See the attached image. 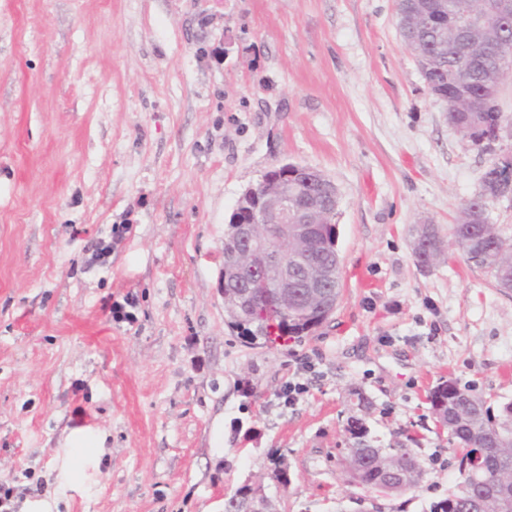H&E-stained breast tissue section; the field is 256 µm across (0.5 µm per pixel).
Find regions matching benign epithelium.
I'll return each mask as SVG.
<instances>
[{"instance_id":"benign-epithelium-1","label":"benign epithelium","mask_w":512,"mask_h":512,"mask_svg":"<svg viewBox=\"0 0 512 512\" xmlns=\"http://www.w3.org/2000/svg\"><path fill=\"white\" fill-rule=\"evenodd\" d=\"M397 12L415 25L423 21L436 30L441 29L440 12L419 0H397ZM512 19V0H464L461 19L456 28L461 50V70L452 82L464 85L466 55L475 35L487 32L493 36L488 44L497 65L489 69L482 96L461 93L462 111L482 112L485 101L497 98L506 75L512 72V41L501 36L500 25ZM271 169L285 176H307L330 186L335 183L325 174L294 163H278ZM321 215L316 204L298 205L288 196V183L278 176H266L248 187L239 197L229 223L236 225L237 250L234 254V274L248 276V294L252 299L263 298L266 303L284 311L288 300L314 296L328 297V285L336 279V263L308 258L306 244L314 224ZM419 472L418 462L411 457L394 456L384 467L381 489L397 491L412 482ZM512 480L505 478L502 486L475 491L471 483L462 486L464 497L473 496L479 508L487 512H512V495L506 488ZM239 512H276L272 501L261 486L250 485L238 497Z\"/></svg>"}]
</instances>
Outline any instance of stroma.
I'll list each match as a JSON object with an SVG mask.
<instances>
[{"instance_id": "1", "label": "stroma", "mask_w": 512, "mask_h": 512, "mask_svg": "<svg viewBox=\"0 0 512 512\" xmlns=\"http://www.w3.org/2000/svg\"><path fill=\"white\" fill-rule=\"evenodd\" d=\"M499 105L498 140L464 142L395 0H0V482L17 512H224L247 481L278 512H429L460 454L426 395L451 379L512 401V292L453 247L419 268L413 229L448 232L512 159V78ZM275 163L335 183L342 288L316 330L267 347L224 321V228ZM128 295L134 323L113 322ZM304 357L309 391L281 406ZM362 396L378 445L419 438L413 490L347 481ZM79 431L101 443L72 470ZM132 229L131 224H116L112 227V242H107L103 239L95 243L93 253L91 255L90 263L105 262V259L110 256L115 245L120 242L127 233Z\"/></svg>"}]
</instances>
